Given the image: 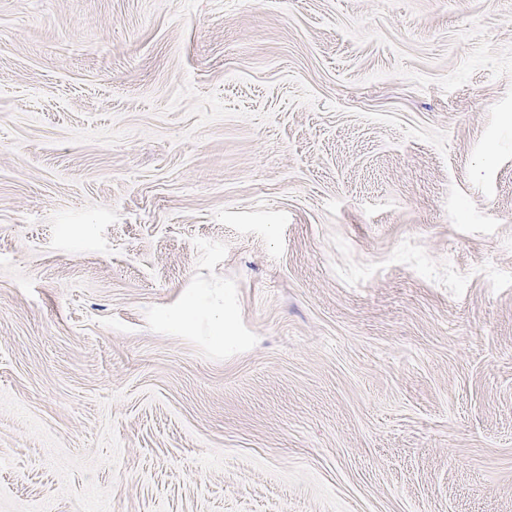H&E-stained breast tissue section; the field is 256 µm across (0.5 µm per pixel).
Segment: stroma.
I'll list each match as a JSON object with an SVG mask.
<instances>
[{
    "label": "stroma",
    "instance_id": "obj_1",
    "mask_svg": "<svg viewBox=\"0 0 512 512\" xmlns=\"http://www.w3.org/2000/svg\"><path fill=\"white\" fill-rule=\"evenodd\" d=\"M0 512H512V0H0Z\"/></svg>",
    "mask_w": 512,
    "mask_h": 512
}]
</instances>
